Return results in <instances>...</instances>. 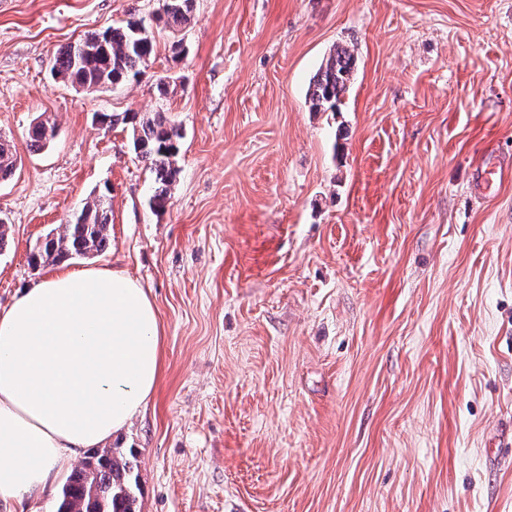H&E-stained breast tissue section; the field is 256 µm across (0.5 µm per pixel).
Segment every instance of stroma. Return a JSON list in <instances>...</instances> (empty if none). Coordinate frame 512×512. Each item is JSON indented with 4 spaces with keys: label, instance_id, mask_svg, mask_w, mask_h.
Returning <instances> with one entry per match:
<instances>
[{
    "label": "stroma",
    "instance_id": "35a3bbf8",
    "mask_svg": "<svg viewBox=\"0 0 512 512\" xmlns=\"http://www.w3.org/2000/svg\"><path fill=\"white\" fill-rule=\"evenodd\" d=\"M162 3L0 0V308L110 188L109 250L65 267L123 271L158 312L162 377L109 441L140 512H512V447L485 458L512 427V184L470 186L512 161V0H194L175 33ZM133 18L156 38L139 81L53 80L59 50ZM338 44L350 89L310 111ZM112 112L180 128L164 210ZM512 169L504 166L497 159L485 166L478 168L474 174V180L479 190H483L482 194H486L491 186L498 184L500 187L511 183Z\"/></svg>",
    "mask_w": 512,
    "mask_h": 512
}]
</instances>
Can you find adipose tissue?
I'll return each mask as SVG.
<instances>
[{
	"label": "adipose tissue",
	"instance_id": "obj_1",
	"mask_svg": "<svg viewBox=\"0 0 512 512\" xmlns=\"http://www.w3.org/2000/svg\"><path fill=\"white\" fill-rule=\"evenodd\" d=\"M161 373L157 312L127 274L63 271L24 288L0 309V496L45 489L141 413Z\"/></svg>",
	"mask_w": 512,
	"mask_h": 512
}]
</instances>
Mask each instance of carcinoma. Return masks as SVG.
Returning <instances> with one entry per match:
<instances>
[{
    "label": "carcinoma",
    "mask_w": 512,
    "mask_h": 512,
    "mask_svg": "<svg viewBox=\"0 0 512 512\" xmlns=\"http://www.w3.org/2000/svg\"><path fill=\"white\" fill-rule=\"evenodd\" d=\"M193 0H164V27L178 31L191 20ZM154 53V38L141 20L108 28L70 44L53 59L55 80L86 90L139 80ZM355 66L354 51L338 45L311 78L308 89L310 108L316 112L336 111L350 89ZM109 124L129 123L136 157L153 174L155 192L151 203L162 209L177 169L181 133L162 113L153 115H108ZM48 123L37 122L29 131L30 148L39 151L50 141ZM17 166V155L9 142L0 139V179L9 178ZM110 192H100L86 201L66 224L64 234L50 236L36 247L31 262L60 264L75 257L101 255L111 245ZM140 492L135 464L118 448H96L81 467L74 469L62 487V500L56 512H136Z\"/></svg>",
    "instance_id": "obj_1"
}]
</instances>
